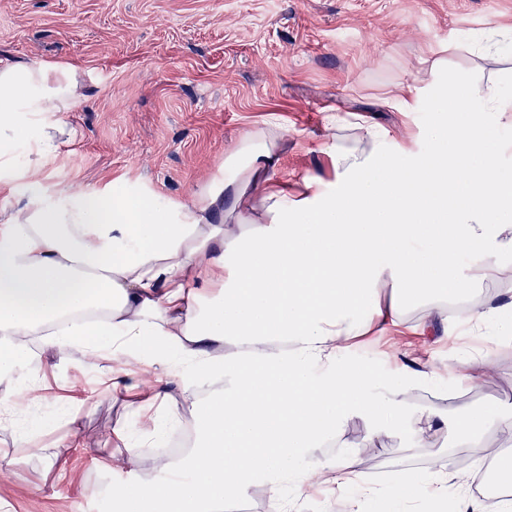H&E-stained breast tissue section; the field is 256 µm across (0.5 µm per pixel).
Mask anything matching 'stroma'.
Segmentation results:
<instances>
[{
	"mask_svg": "<svg viewBox=\"0 0 512 512\" xmlns=\"http://www.w3.org/2000/svg\"><path fill=\"white\" fill-rule=\"evenodd\" d=\"M512 31V0H0V60L48 64L73 74L78 94L61 123L80 142L51 158L49 192L95 190L121 179L146 196L188 200L248 129L277 121L288 152L277 172L292 180L305 169L328 175L319 145L337 114L351 123L409 129L408 147H425V112H402L388 91L397 83L426 86L441 61L449 75L474 85L500 83L512 98V57L479 50L474 39ZM512 302V267L478 292L448 303L481 308ZM422 309L403 323L346 342V354L381 373L398 361L438 378L421 380L403 398L406 421L380 426L354 415L340 425L337 451H354L363 482L387 488L438 455L468 475L478 493L485 448L507 442L489 431L483 447L442 435L412 448L410 433L426 406L460 413L488 404L512 414V339L492 340L455 322L420 335ZM494 350L489 374L462 388L453 373L469 358ZM40 383L34 409L45 426L30 444L21 426H0V512H108L95 493L99 477L125 481L126 451L116 430H137L125 395L101 392L103 372L116 370L154 411L156 376L89 360L76 348L38 349Z\"/></svg>",
	"mask_w": 512,
	"mask_h": 512,
	"instance_id": "obj_1",
	"label": "stroma"
}]
</instances>
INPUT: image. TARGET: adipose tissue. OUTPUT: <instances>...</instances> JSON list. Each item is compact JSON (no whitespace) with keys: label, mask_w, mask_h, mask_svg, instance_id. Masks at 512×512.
<instances>
[{"label":"adipose tissue","mask_w":512,"mask_h":512,"mask_svg":"<svg viewBox=\"0 0 512 512\" xmlns=\"http://www.w3.org/2000/svg\"><path fill=\"white\" fill-rule=\"evenodd\" d=\"M73 79L48 66L0 62V190L20 163L22 203L0 212V377L14 379L9 416L35 387L32 346L81 347L168 370L169 380L207 397L194 403L187 455L161 476L117 491L110 512H215L224 499L270 478L269 512L298 490L355 487L357 457L346 451L307 469L311 449L335 439L352 415L404 421L401 404L419 377L399 365L387 378L346 360L343 343L372 325L402 323L409 307L424 326L446 321L447 302L512 264V174L498 160L484 115L512 113L497 83L467 74L433 82L426 95L394 85L403 111L429 112L426 149L408 153L399 134L359 125V151L328 139L332 178L275 179L285 131L250 129L191 201L143 197L116 182L97 191L44 190V160L62 148L58 113L69 111ZM232 199L238 221L224 222ZM472 257L463 277L461 256ZM395 294L379 299L383 287ZM422 410L414 442L443 428L512 434L494 405L443 425ZM468 479L447 459L401 476L389 492L358 489L352 512L429 504L454 512H512L511 498L466 494Z\"/></svg>","instance_id":"obj_1"}]
</instances>
